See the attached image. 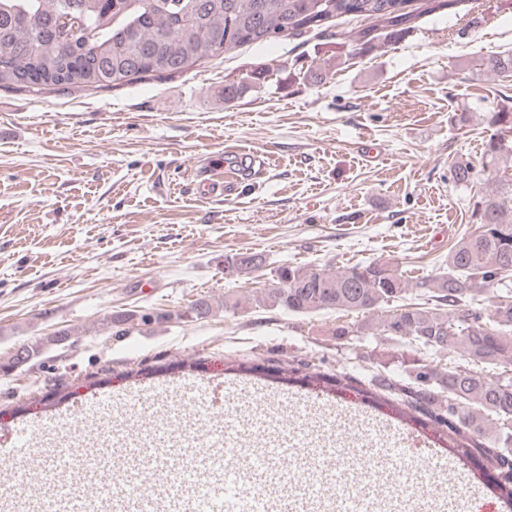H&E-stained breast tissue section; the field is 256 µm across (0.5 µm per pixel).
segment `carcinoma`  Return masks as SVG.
<instances>
[{"mask_svg":"<svg viewBox=\"0 0 512 512\" xmlns=\"http://www.w3.org/2000/svg\"><path fill=\"white\" fill-rule=\"evenodd\" d=\"M416 0H0V88L43 92L61 84L107 89L151 73H183L198 63L247 44L316 31L338 17L367 18L359 33L366 45L396 41L421 15ZM485 70L512 75V54L482 60ZM512 156V142L491 138L485 167ZM478 231L448 252L446 270L415 284L424 302L409 300L408 282L385 261L341 270L283 266L273 283L250 298L262 309L301 315L357 313L339 324L336 337L377 331L416 352L449 359L402 361L413 385L378 374L364 401L388 406L420 425L444 428L448 449L481 471L482 479L512 508V179L473 203ZM257 257L234 255L232 273L254 270ZM487 293L488 307L479 294ZM212 312L201 297L178 314L202 319ZM44 343L23 344L6 367L38 356Z\"/></svg>","mask_w":512,"mask_h":512,"instance_id":"obj_1","label":"carcinoma"}]
</instances>
